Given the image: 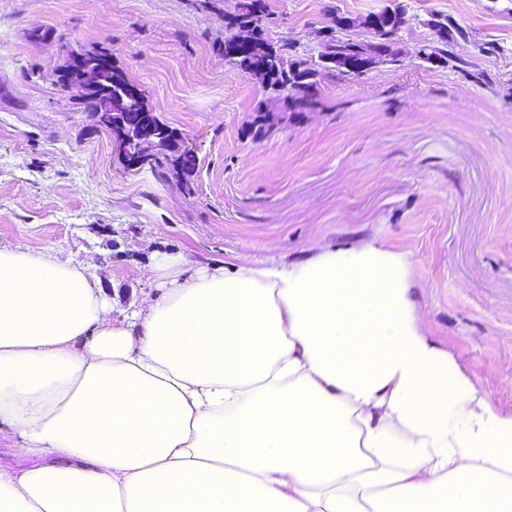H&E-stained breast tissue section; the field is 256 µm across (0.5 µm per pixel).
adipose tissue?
Instances as JSON below:
<instances>
[{"instance_id": "adipose-tissue-1", "label": "adipose tissue", "mask_w": 512, "mask_h": 512, "mask_svg": "<svg viewBox=\"0 0 512 512\" xmlns=\"http://www.w3.org/2000/svg\"><path fill=\"white\" fill-rule=\"evenodd\" d=\"M140 305L0 246V512H512V414L370 239L282 266L163 255Z\"/></svg>"}]
</instances>
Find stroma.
<instances>
[{
  "label": "stroma",
  "mask_w": 512,
  "mask_h": 512,
  "mask_svg": "<svg viewBox=\"0 0 512 512\" xmlns=\"http://www.w3.org/2000/svg\"><path fill=\"white\" fill-rule=\"evenodd\" d=\"M235 3L0 0V245L55 247L133 309L160 252L195 268L277 264L374 238L410 256L427 335L512 414V0H268L267 35L300 58L318 55L333 16L398 5L408 19L395 59L319 76L300 110L267 107L220 55ZM438 15L465 31L450 47L461 67L421 57ZM44 30L51 42H36ZM77 45L111 50L195 148L192 175L124 171L87 102L57 83L61 48Z\"/></svg>",
  "instance_id": "stroma-1"
}]
</instances>
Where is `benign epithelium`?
<instances>
[{
  "instance_id": "7a95c632",
  "label": "benign epithelium",
  "mask_w": 512,
  "mask_h": 512,
  "mask_svg": "<svg viewBox=\"0 0 512 512\" xmlns=\"http://www.w3.org/2000/svg\"><path fill=\"white\" fill-rule=\"evenodd\" d=\"M65 72L70 85L79 88L83 98L90 101L96 121L112 135L126 170L137 171L145 164L144 158L126 154L128 143L133 140L151 143L169 153H175L176 163L180 166H191L197 162L196 150L185 141L181 133L171 127L157 126L153 113L146 110L114 112L112 101L101 98V93L106 91L102 85L103 80H112L111 57L99 55L89 59L76 50L68 56Z\"/></svg>"
}]
</instances>
